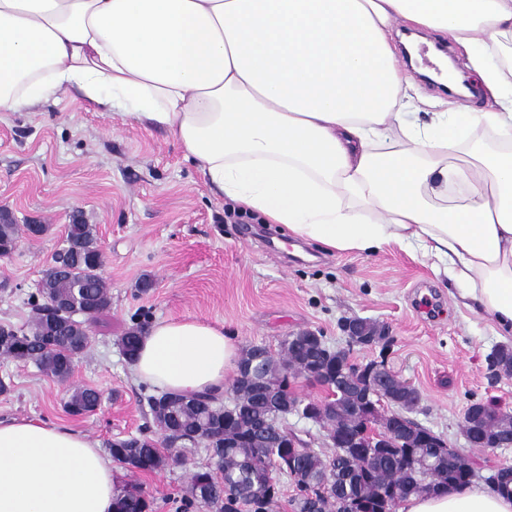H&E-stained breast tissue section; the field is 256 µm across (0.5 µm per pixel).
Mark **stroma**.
<instances>
[{"label": "stroma", "mask_w": 512, "mask_h": 512, "mask_svg": "<svg viewBox=\"0 0 512 512\" xmlns=\"http://www.w3.org/2000/svg\"><path fill=\"white\" fill-rule=\"evenodd\" d=\"M422 41L405 69L414 101L441 99L452 112L491 108L478 86L459 97L427 82L440 39L426 32ZM224 207L172 132L97 111L76 90L24 112H1L0 215L48 230L20 233L14 251L0 256V324L27 323L29 298L76 219L96 227L111 305L89 321L90 345L66 381L0 357V378L13 385L0 395V420L65 425L103 445L131 435L160 439L147 403L154 389L134 380L120 338L129 328L191 314L223 325L245 348L262 344L276 354L285 336L311 331L347 351L350 363L385 362L419 391L414 419L467 449L479 475L512 466V447L471 449L463 434L471 403L512 413V375L494 378L488 370L491 351L512 346V337L499 338L486 314L467 307L442 264L398 248L330 252L291 240L282 225L255 212L225 218ZM145 278L152 286L143 293ZM351 318L385 328L387 345L349 346L342 324ZM85 385L100 391L98 410L68 414V395ZM185 457L183 466L123 471L119 486L142 490L152 512H209L189 492L190 472L209 456L199 447Z\"/></svg>", "instance_id": "stroma-1"}]
</instances>
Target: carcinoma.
Wrapping results in <instances>:
<instances>
[{
  "instance_id": "carcinoma-1",
  "label": "carcinoma",
  "mask_w": 512,
  "mask_h": 512,
  "mask_svg": "<svg viewBox=\"0 0 512 512\" xmlns=\"http://www.w3.org/2000/svg\"><path fill=\"white\" fill-rule=\"evenodd\" d=\"M19 227L7 221L0 224V255L16 247ZM42 281L41 301L31 302L32 318L20 328L0 327V356L31 362L38 369L65 381L74 361L87 349L86 330L76 329L58 317L55 303L67 299L90 310L94 316L106 310L111 299L101 277L103 254L93 225L75 221L67 225L63 254L54 258ZM144 330L134 328L120 338L129 359H135ZM312 333L302 331L285 337L281 351L273 355L264 345H251L241 363L249 372L239 379L236 398L229 406L215 405L207 396L187 400L173 392L148 397L155 423L164 434L186 439V444H204L212 465L190 474L194 498L216 512H268L275 501L273 472L288 476L296 473L300 491L298 512H393L397 501L421 494L430 486L459 484L462 476L438 459L435 449L420 443L411 448H375L368 459L353 448H334L329 455L315 452L300 443L286 448L289 437L278 431V420L294 407L287 398L288 379L304 377L319 383L331 371L347 375L349 391L325 401L324 410L312 421L336 433L345 426L361 429L375 423L379 411L356 410V393L366 389L359 377L347 374V355L320 353L326 357L317 364L311 360ZM408 399L405 386L394 376L374 392L373 404L383 400L402 404ZM99 392L93 388L74 389L65 403L66 411L79 416L95 409ZM512 430V414L493 405H473L464 434L490 439ZM112 459L132 472H154L167 462L185 460L164 454L157 442L146 436H131L108 444ZM149 503L137 489L125 490L118 512H147Z\"/></svg>"
}]
</instances>
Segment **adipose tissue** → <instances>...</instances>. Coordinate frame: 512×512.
<instances>
[{"instance_id": "ef3b65f1", "label": "adipose tissue", "mask_w": 512, "mask_h": 512, "mask_svg": "<svg viewBox=\"0 0 512 512\" xmlns=\"http://www.w3.org/2000/svg\"><path fill=\"white\" fill-rule=\"evenodd\" d=\"M462 47L494 107L410 112L394 24ZM174 132L238 205L328 250L419 248L512 335V0H0V112L63 90ZM239 343L193 315L154 322L131 365L223 393ZM112 459L83 433L0 420V512H116ZM398 512H512L471 484Z\"/></svg>"}]
</instances>
